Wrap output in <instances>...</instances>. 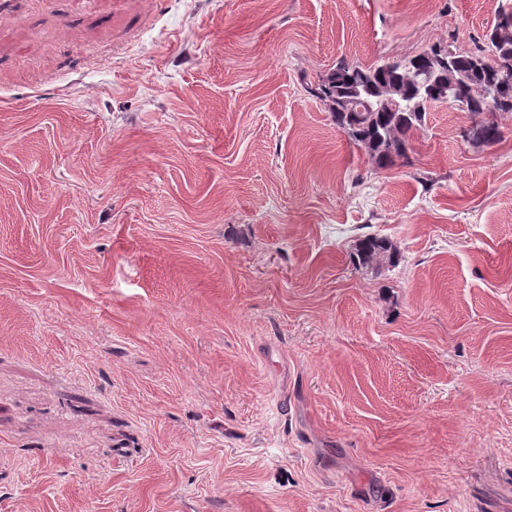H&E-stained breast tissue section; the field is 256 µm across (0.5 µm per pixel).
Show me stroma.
<instances>
[{
    "label": "stroma",
    "instance_id": "35a3bbf8",
    "mask_svg": "<svg viewBox=\"0 0 512 512\" xmlns=\"http://www.w3.org/2000/svg\"><path fill=\"white\" fill-rule=\"evenodd\" d=\"M510 8L0 0V512H512V112L307 91ZM357 252L359 265L380 264L385 260L391 262L396 257L392 245L386 239L378 237H365L359 243Z\"/></svg>",
    "mask_w": 512,
    "mask_h": 512
}]
</instances>
